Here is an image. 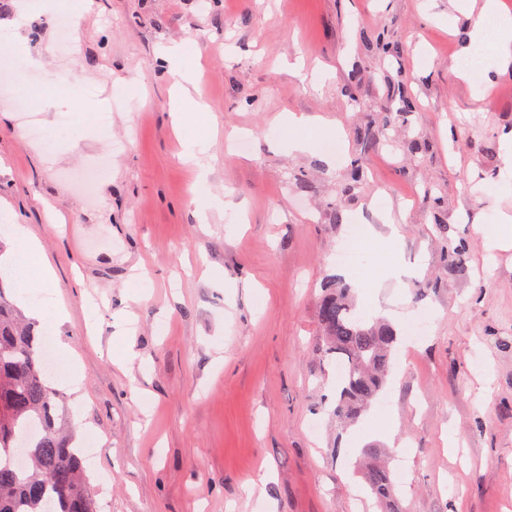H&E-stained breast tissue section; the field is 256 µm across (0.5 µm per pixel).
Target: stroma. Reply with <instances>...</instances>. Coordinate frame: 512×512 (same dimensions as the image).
<instances>
[{"label": "stroma", "mask_w": 512, "mask_h": 512, "mask_svg": "<svg viewBox=\"0 0 512 512\" xmlns=\"http://www.w3.org/2000/svg\"><path fill=\"white\" fill-rule=\"evenodd\" d=\"M482 2L81 0L65 50L42 0H0V38L25 43L14 66L41 83L0 90V217L24 225L53 269L47 282L33 270L27 306L69 309L46 331L82 370L60 390L78 436L93 438L100 512H384L354 467L371 444L407 462L398 512H512V247L476 231L512 217V67L488 44L482 75L455 71ZM175 42L198 56L208 104L187 132L208 137L210 189L231 191L238 223L198 219L159 57ZM72 82L82 108L60 128L69 103L49 95ZM31 95L52 152L19 131ZM104 100L102 130L89 117ZM289 112L309 117L313 151L283 150ZM99 159L85 195L68 176ZM354 168L363 178L343 194ZM393 226L397 239L371 251L352 234ZM446 240L465 245L460 264L445 261ZM344 245L355 265L337 262ZM336 275L364 317L429 325L398 346L387 414L370 408L349 427L318 321Z\"/></svg>", "instance_id": "35a3bbf8"}]
</instances>
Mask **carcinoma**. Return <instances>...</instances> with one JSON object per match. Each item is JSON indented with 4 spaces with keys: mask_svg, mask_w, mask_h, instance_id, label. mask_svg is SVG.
I'll return each instance as SVG.
<instances>
[{
    "mask_svg": "<svg viewBox=\"0 0 512 512\" xmlns=\"http://www.w3.org/2000/svg\"><path fill=\"white\" fill-rule=\"evenodd\" d=\"M348 293L327 285L318 317L323 356L343 368L336 416L350 424L386 387L397 332L387 323H367ZM42 341L0 276V512H99L81 449L58 404L61 392L43 365ZM362 456L372 493L391 497L394 478L381 451L365 448Z\"/></svg>",
    "mask_w": 512,
    "mask_h": 512,
    "instance_id": "carcinoma-1",
    "label": "carcinoma"
}]
</instances>
